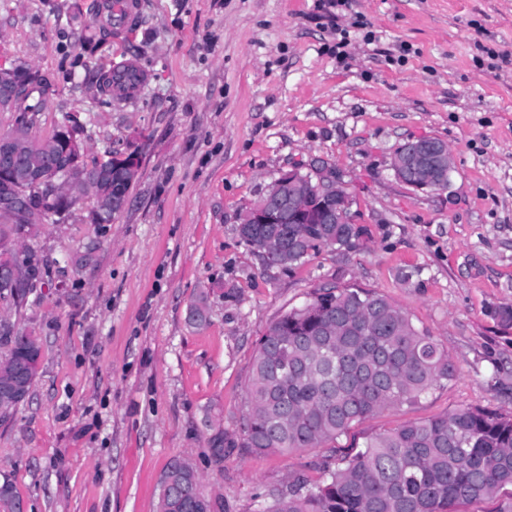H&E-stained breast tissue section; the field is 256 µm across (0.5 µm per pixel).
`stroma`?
Segmentation results:
<instances>
[{
  "label": "stroma",
  "instance_id": "1",
  "mask_svg": "<svg viewBox=\"0 0 512 512\" xmlns=\"http://www.w3.org/2000/svg\"><path fill=\"white\" fill-rule=\"evenodd\" d=\"M66 2L71 21L57 19ZM103 40L93 0H0V62L27 60L91 134L84 162L135 153L111 223L90 202L24 244L47 274L0 321L40 340L29 399L0 418V483L24 512H157L170 459L193 461L216 512H261L298 476L409 422L471 408L512 415V0H140ZM137 63L123 100L96 95L86 60ZM454 158L442 192L396 180L405 140ZM322 166L368 234L350 251L264 269L241 216L282 174ZM386 295L426 330L456 377L336 441L287 453L239 448L259 338L319 289ZM207 292L210 321L186 323ZM224 434V461L211 440Z\"/></svg>",
  "mask_w": 512,
  "mask_h": 512
}]
</instances>
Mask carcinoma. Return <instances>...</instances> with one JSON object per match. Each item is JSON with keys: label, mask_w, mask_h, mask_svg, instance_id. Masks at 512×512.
<instances>
[{"label": "carcinoma", "mask_w": 512, "mask_h": 512, "mask_svg": "<svg viewBox=\"0 0 512 512\" xmlns=\"http://www.w3.org/2000/svg\"><path fill=\"white\" fill-rule=\"evenodd\" d=\"M30 80L16 90L18 111L11 120L30 135L31 155H64L70 147L67 126H83L63 114L52 134L32 135L36 117L56 111L45 78L29 67ZM134 156L111 153L91 166L116 172ZM35 211L23 220L6 215L0 224V249L39 224L61 221L58 204H50L32 187ZM324 201L312 194L305 202L303 224L278 231L288 247V265L305 262L321 248L352 250L367 229L345 212L340 224H322ZM251 248L271 230L260 224L239 226ZM207 321V298L200 296L188 322ZM0 366L17 377L25 402L36 374L29 362L40 356L37 337L23 331ZM454 363L426 331L386 297L358 286H334L275 320L260 337L249 365L248 409L240 447L255 452H288L334 442L352 425L384 409L412 404L435 386L453 380ZM166 512H214L196 470L182 460L167 465ZM512 488V418L482 410L459 409L410 422L351 447L342 466L324 471L310 483L299 478L273 494L262 512H461L459 507L492 500Z\"/></svg>", "instance_id": "carcinoma-1"}]
</instances>
